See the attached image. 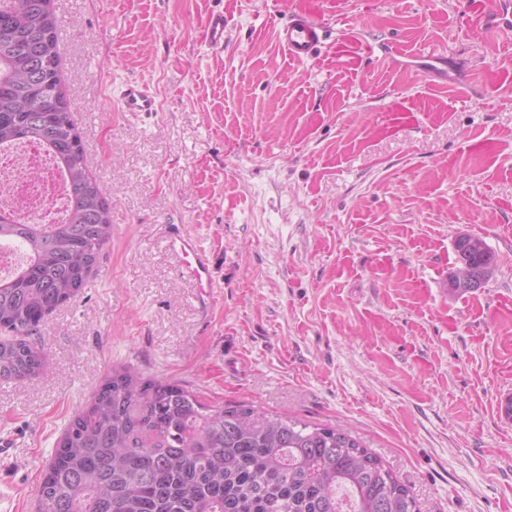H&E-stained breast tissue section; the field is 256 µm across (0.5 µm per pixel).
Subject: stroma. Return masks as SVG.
Returning a JSON list of instances; mask_svg holds the SVG:
<instances>
[{
    "label": "stroma",
    "instance_id": "obj_1",
    "mask_svg": "<svg viewBox=\"0 0 512 512\" xmlns=\"http://www.w3.org/2000/svg\"><path fill=\"white\" fill-rule=\"evenodd\" d=\"M54 5L112 236L37 328L47 371L0 382V500L35 512L69 420L125 365L212 405L348 431L419 512H512V30L483 35L490 0ZM295 10L330 31L305 62L275 39ZM433 52L452 58L453 86ZM129 80L158 111H119ZM170 224L211 254L210 306ZM464 234L496 267L458 296Z\"/></svg>",
    "mask_w": 512,
    "mask_h": 512
}]
</instances>
